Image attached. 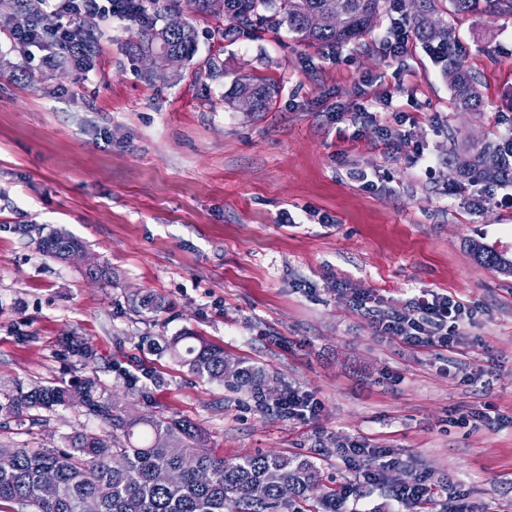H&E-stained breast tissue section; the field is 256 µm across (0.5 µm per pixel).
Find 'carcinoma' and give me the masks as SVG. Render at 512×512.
<instances>
[{
  "mask_svg": "<svg viewBox=\"0 0 512 512\" xmlns=\"http://www.w3.org/2000/svg\"><path fill=\"white\" fill-rule=\"evenodd\" d=\"M498 16L512 18V0H449L451 12L477 11L480 2ZM15 20L37 25L43 20L36 0H17ZM390 0H224L228 32L279 29L283 26L304 44L345 45L371 31ZM132 17L141 25L140 48L164 49L186 62L195 52V31L157 26L142 3ZM434 0H417L414 31L425 46L439 48L451 79L456 107L478 112L482 100L458 48L448 36V26L433 18ZM318 13L322 26L312 29L307 18ZM86 48V58L96 52L95 27L83 24L75 33ZM244 94L255 98L254 111H265L275 87L263 79L238 82L231 101ZM512 135L484 142L458 166L459 176L486 186L512 184ZM39 251L60 262L85 255L83 242L63 231L40 239ZM475 260L497 269L502 253L478 241L470 242ZM161 349L202 382H219L231 389H247L258 399L269 390L265 372L246 360L231 359L224 349L189 332L160 337ZM82 407L105 430L84 429L64 437L66 450L51 448H0L11 465L0 468V506L18 503L30 512H85L89 500L97 512H344L342 494L330 488L316 495L319 469L306 457L255 454L226 460L203 449L200 429L184 419L130 417L112 401V393L95 374L59 385L19 384L0 402L3 412L19 421L39 410ZM54 484L47 499L44 484ZM257 485L266 486L261 498Z\"/></svg>",
  "mask_w": 512,
  "mask_h": 512,
  "instance_id": "obj_1",
  "label": "carcinoma"
}]
</instances>
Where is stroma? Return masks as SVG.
Segmentation results:
<instances>
[{
  "label": "stroma",
  "instance_id": "35a3bbf8",
  "mask_svg": "<svg viewBox=\"0 0 512 512\" xmlns=\"http://www.w3.org/2000/svg\"><path fill=\"white\" fill-rule=\"evenodd\" d=\"M435 5L484 111L454 106L418 39L389 56L405 5L330 48L284 29L228 38L221 8L184 2L196 52L174 71L142 56L137 22L92 14L87 72L12 42L15 0H0V393L94 373L127 413L195 422L217 456H307L341 490L355 482L342 445L358 440L386 449L399 481L440 486L425 512H512V276L468 247L512 254V206L500 203L512 185H471L449 165L512 133V18ZM256 77L276 87L269 110L233 108L235 82ZM54 229L111 281L40 255L38 235ZM425 291L471 307L456 351L378 336L354 307L365 294L400 310ZM143 295L164 310L135 313ZM183 332L263 368L274 397L306 392L315 415L288 419L149 347ZM72 339L93 359L68 351ZM79 429L101 426L78 407L33 422L0 414V447L56 449ZM345 510L418 512L387 487L360 489Z\"/></svg>",
  "mask_w": 512,
  "mask_h": 512
}]
</instances>
